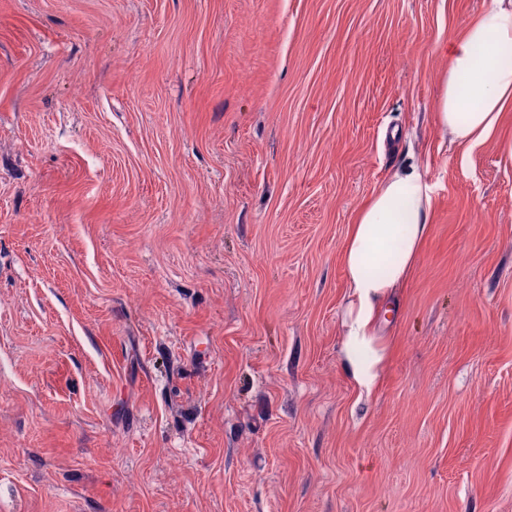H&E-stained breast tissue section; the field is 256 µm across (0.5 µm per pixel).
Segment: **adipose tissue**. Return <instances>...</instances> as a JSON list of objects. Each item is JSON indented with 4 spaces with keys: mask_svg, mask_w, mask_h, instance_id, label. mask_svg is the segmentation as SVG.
<instances>
[{
    "mask_svg": "<svg viewBox=\"0 0 512 512\" xmlns=\"http://www.w3.org/2000/svg\"><path fill=\"white\" fill-rule=\"evenodd\" d=\"M512 0H486L465 34L448 43L450 68L437 112L439 129L470 153L496 131L512 106ZM435 189L415 168L394 171L359 208L342 253L347 312L340 359L352 387L371 395L384 350L376 337L381 308L404 287L419 259Z\"/></svg>",
    "mask_w": 512,
    "mask_h": 512,
    "instance_id": "1",
    "label": "adipose tissue"
}]
</instances>
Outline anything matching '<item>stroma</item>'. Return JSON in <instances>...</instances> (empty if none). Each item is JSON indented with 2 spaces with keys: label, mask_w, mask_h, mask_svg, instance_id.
<instances>
[{
  "label": "stroma",
  "mask_w": 512,
  "mask_h": 512,
  "mask_svg": "<svg viewBox=\"0 0 512 512\" xmlns=\"http://www.w3.org/2000/svg\"><path fill=\"white\" fill-rule=\"evenodd\" d=\"M484 0H0V512H512V108L468 159ZM435 187L340 364L342 252ZM435 189L417 168L394 171L359 208L342 253L347 312L341 324L343 371L360 395L380 384L384 348L376 337L381 308L403 288L419 259Z\"/></svg>",
  "instance_id": "1"
}]
</instances>
